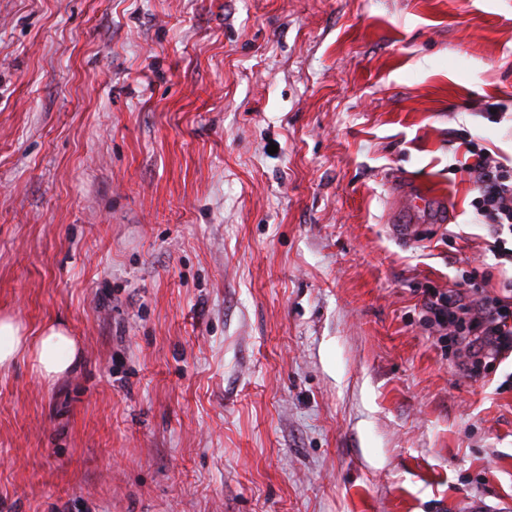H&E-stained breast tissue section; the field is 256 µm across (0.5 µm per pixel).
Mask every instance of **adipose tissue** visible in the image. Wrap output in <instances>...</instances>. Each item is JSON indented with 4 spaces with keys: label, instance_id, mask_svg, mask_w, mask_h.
I'll list each match as a JSON object with an SVG mask.
<instances>
[{
    "label": "adipose tissue",
    "instance_id": "obj_1",
    "mask_svg": "<svg viewBox=\"0 0 512 512\" xmlns=\"http://www.w3.org/2000/svg\"><path fill=\"white\" fill-rule=\"evenodd\" d=\"M78 356L79 347L63 325L47 323L32 337L14 317L0 314V368L24 359L41 378L54 380L69 372Z\"/></svg>",
    "mask_w": 512,
    "mask_h": 512
}]
</instances>
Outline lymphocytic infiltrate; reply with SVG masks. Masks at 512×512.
<instances>
[{
    "mask_svg": "<svg viewBox=\"0 0 512 512\" xmlns=\"http://www.w3.org/2000/svg\"><path fill=\"white\" fill-rule=\"evenodd\" d=\"M467 152L461 168L477 191L475 213L491 229L490 251L495 259L512 262V169L495 161L478 142H469ZM421 312L429 329L453 343L471 377L482 376L512 354L511 283L492 294L479 286L477 271H465L455 289L426 288Z\"/></svg>",
    "mask_w": 512,
    "mask_h": 512,
    "instance_id": "obj_1",
    "label": "lymphocytic infiltrate"
}]
</instances>
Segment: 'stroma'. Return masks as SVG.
<instances>
[{"instance_id":"1","label":"stroma","mask_w":512,"mask_h":512,"mask_svg":"<svg viewBox=\"0 0 512 512\" xmlns=\"http://www.w3.org/2000/svg\"><path fill=\"white\" fill-rule=\"evenodd\" d=\"M471 140L512 165V0H0V313L82 349L0 370V512L512 503V355L421 319L512 277Z\"/></svg>"}]
</instances>
